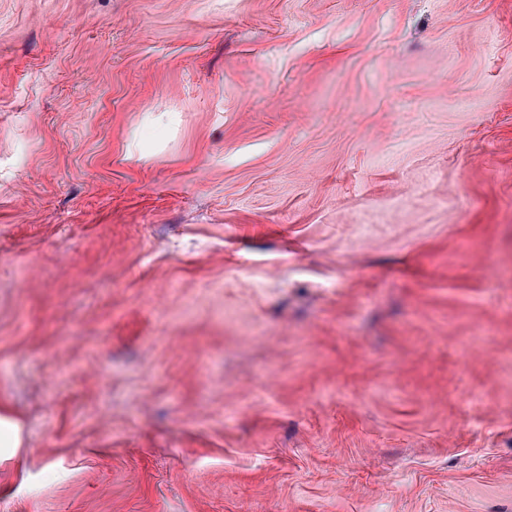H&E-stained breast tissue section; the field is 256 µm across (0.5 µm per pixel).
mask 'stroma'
<instances>
[{
	"label": "stroma",
	"mask_w": 512,
	"mask_h": 512,
	"mask_svg": "<svg viewBox=\"0 0 512 512\" xmlns=\"http://www.w3.org/2000/svg\"><path fill=\"white\" fill-rule=\"evenodd\" d=\"M0 512H512V0H0Z\"/></svg>",
	"instance_id": "1"
}]
</instances>
